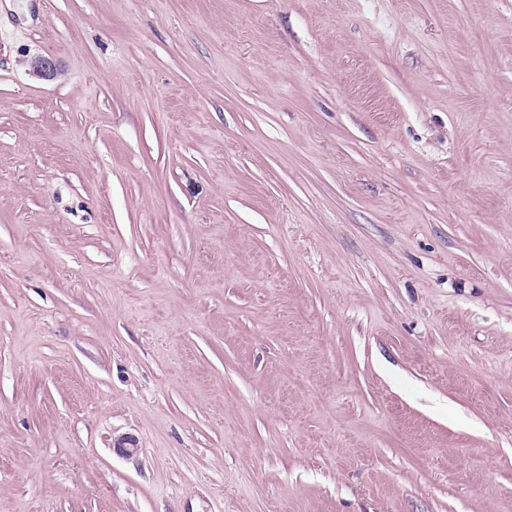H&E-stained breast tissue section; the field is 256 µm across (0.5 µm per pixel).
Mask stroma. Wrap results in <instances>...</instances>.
I'll return each mask as SVG.
<instances>
[{
	"instance_id": "35a3bbf8",
	"label": "stroma",
	"mask_w": 512,
	"mask_h": 512,
	"mask_svg": "<svg viewBox=\"0 0 512 512\" xmlns=\"http://www.w3.org/2000/svg\"><path fill=\"white\" fill-rule=\"evenodd\" d=\"M0 27V512H512V0Z\"/></svg>"
}]
</instances>
